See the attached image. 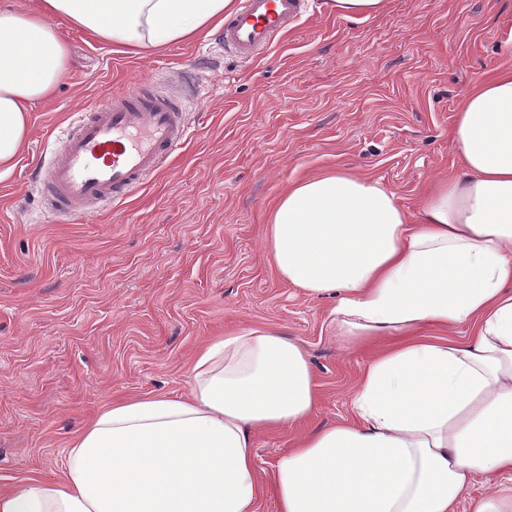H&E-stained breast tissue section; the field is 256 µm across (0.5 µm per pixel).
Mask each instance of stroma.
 I'll use <instances>...</instances> for the list:
<instances>
[{
    "label": "stroma",
    "mask_w": 512,
    "mask_h": 512,
    "mask_svg": "<svg viewBox=\"0 0 512 512\" xmlns=\"http://www.w3.org/2000/svg\"><path fill=\"white\" fill-rule=\"evenodd\" d=\"M72 63L33 104L25 145L0 177V489L54 481L69 442L113 400L180 394L193 355L246 325L299 343L320 400L303 426L259 434L268 480L301 430L348 417L369 358L330 325L334 299L283 280L264 248L271 207L306 176L347 168L416 211L457 173L462 97L512 69V0H388L344 19L309 0L254 59L212 32L139 53L64 30ZM146 84L182 101L186 134L143 185L72 219L29 178L62 152L72 113Z\"/></svg>",
    "instance_id": "obj_1"
}]
</instances>
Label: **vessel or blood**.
<instances>
[{
	"instance_id": "vessel-or-blood-1",
	"label": "vessel or blood",
	"mask_w": 512,
	"mask_h": 512,
	"mask_svg": "<svg viewBox=\"0 0 512 512\" xmlns=\"http://www.w3.org/2000/svg\"><path fill=\"white\" fill-rule=\"evenodd\" d=\"M305 0H240L224 23L225 46L253 58L287 33ZM185 134L183 107L144 89L113 90L106 103L74 118L61 157L43 184L55 210L81 217L88 206L138 188L170 157Z\"/></svg>"
}]
</instances>
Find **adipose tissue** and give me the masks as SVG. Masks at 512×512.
<instances>
[{
	"instance_id": "obj_1",
	"label": "adipose tissue",
	"mask_w": 512,
	"mask_h": 512,
	"mask_svg": "<svg viewBox=\"0 0 512 512\" xmlns=\"http://www.w3.org/2000/svg\"><path fill=\"white\" fill-rule=\"evenodd\" d=\"M234 0H0V170L32 104L71 64L61 26L158 49L223 22ZM459 175L410 218L379 181L339 168L291 184L265 251L332 297L337 336L369 359L351 416L302 435L270 485L258 432L298 423L318 387L305 350L256 325L197 354L187 395L113 402L73 440L60 480L0 491V512H512V70L477 81L454 117ZM466 336H455L457 327ZM482 495L466 498L475 483Z\"/></svg>"
}]
</instances>
